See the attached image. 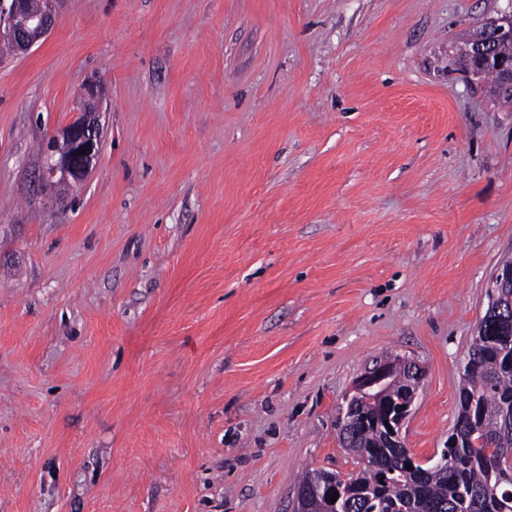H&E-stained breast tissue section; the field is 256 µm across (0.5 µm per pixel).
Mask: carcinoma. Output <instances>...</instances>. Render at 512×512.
I'll return each mask as SVG.
<instances>
[{
	"label": "carcinoma",
	"mask_w": 512,
	"mask_h": 512,
	"mask_svg": "<svg viewBox=\"0 0 512 512\" xmlns=\"http://www.w3.org/2000/svg\"><path fill=\"white\" fill-rule=\"evenodd\" d=\"M475 398L474 416L483 430L461 447L449 449L448 469L406 475L399 454L386 436L362 421L351 420L354 456L373 462L360 469L349 489L344 512H395L402 503L411 512H512V472L496 461L512 459V365L487 346L473 342L466 355L459 396ZM325 470H308L298 486L310 495V512H328L320 488Z\"/></svg>",
	"instance_id": "carcinoma-1"
}]
</instances>
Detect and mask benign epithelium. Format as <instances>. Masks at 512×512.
<instances>
[{
  "label": "benign epithelium",
  "mask_w": 512,
  "mask_h": 512,
  "mask_svg": "<svg viewBox=\"0 0 512 512\" xmlns=\"http://www.w3.org/2000/svg\"><path fill=\"white\" fill-rule=\"evenodd\" d=\"M55 0H40L32 7L31 0H9L4 6L0 0V15L6 16V27L0 30V39L17 51H27L47 36L54 24ZM512 42V0L508 8L487 18L476 33L461 48L459 58L465 61L473 76L493 70L498 73L501 88L512 92V56L500 52V46ZM80 108L75 117L59 127L48 139L39 182L54 189L69 181L81 182L89 173L101 150V130L97 119L98 86L91 83L80 92ZM408 379L397 394L387 390L393 365L382 361L365 371L354 383L352 395L346 399L339 424L349 422L357 408L364 404L381 405L382 410L372 419V425L386 432L389 441L406 457L412 471L422 469L427 462L417 458L406 448L401 436L402 427L411 413L417 392L424 379V371L415 363H407Z\"/></svg>",
  "instance_id": "benign-epithelium-1"
}]
</instances>
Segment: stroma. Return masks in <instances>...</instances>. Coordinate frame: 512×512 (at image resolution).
<instances>
[{
  "mask_svg": "<svg viewBox=\"0 0 512 512\" xmlns=\"http://www.w3.org/2000/svg\"><path fill=\"white\" fill-rule=\"evenodd\" d=\"M504 6L56 0L0 43V512H291L388 356L440 457L512 259V105L455 66ZM89 83L99 159L43 192ZM9 1L8 8L4 2ZM2 0L0 20L6 16V27L0 30V39L7 40L17 51H27L47 36L54 24V3L56 0Z\"/></svg>",
  "mask_w": 512,
  "mask_h": 512,
  "instance_id": "35a3bbf8",
  "label": "stroma"
}]
</instances>
